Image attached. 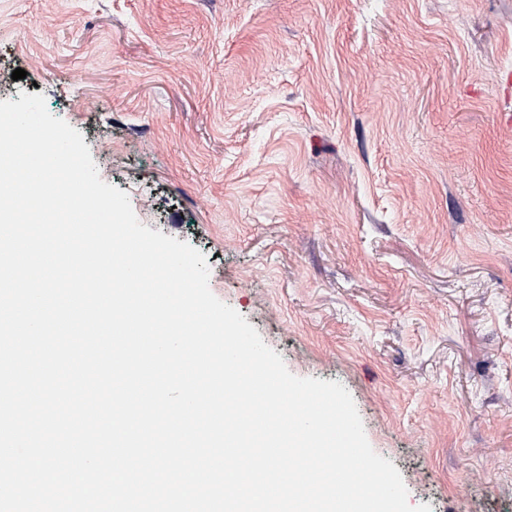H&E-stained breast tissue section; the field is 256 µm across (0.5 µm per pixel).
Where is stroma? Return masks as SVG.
<instances>
[{
	"mask_svg": "<svg viewBox=\"0 0 512 512\" xmlns=\"http://www.w3.org/2000/svg\"><path fill=\"white\" fill-rule=\"evenodd\" d=\"M509 70L512 0H0V101L44 95L432 512H512Z\"/></svg>",
	"mask_w": 512,
	"mask_h": 512,
	"instance_id": "35a3bbf8",
	"label": "stroma"
}]
</instances>
